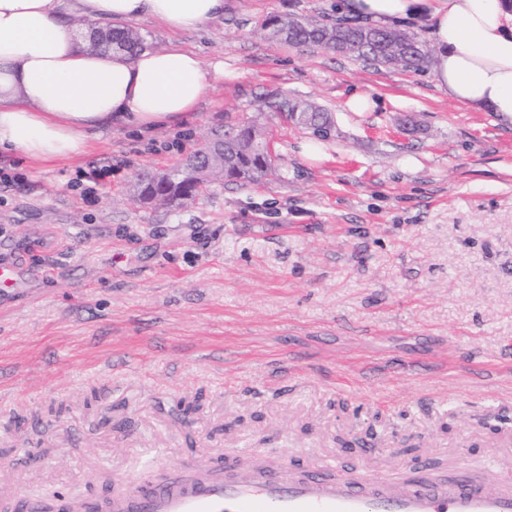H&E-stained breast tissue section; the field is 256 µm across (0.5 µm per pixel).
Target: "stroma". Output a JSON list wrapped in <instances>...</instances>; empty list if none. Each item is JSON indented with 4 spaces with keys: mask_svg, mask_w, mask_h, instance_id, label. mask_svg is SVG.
I'll use <instances>...</instances> for the list:
<instances>
[{
    "mask_svg": "<svg viewBox=\"0 0 512 512\" xmlns=\"http://www.w3.org/2000/svg\"><path fill=\"white\" fill-rule=\"evenodd\" d=\"M337 2L224 0L193 31L135 21L230 78L186 127L116 125L83 157L0 178V260L19 265L0 294V488L102 497L227 456L297 475L311 456L394 473L426 458L445 477L464 454L485 483L512 476V119L428 72L256 30L335 21ZM357 92L370 111L347 109ZM278 93L330 112L333 136L264 110ZM255 115L274 176L137 201L135 173Z\"/></svg>",
    "mask_w": 512,
    "mask_h": 512,
    "instance_id": "obj_1",
    "label": "stroma"
}]
</instances>
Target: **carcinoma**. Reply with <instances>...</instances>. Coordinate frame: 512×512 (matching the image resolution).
Instances as JSON below:
<instances>
[{"mask_svg":"<svg viewBox=\"0 0 512 512\" xmlns=\"http://www.w3.org/2000/svg\"><path fill=\"white\" fill-rule=\"evenodd\" d=\"M259 31L270 33L290 45L311 46L344 54L354 60H367L404 71H422L430 61V49L418 35L397 28L365 26L338 20H320L293 14L265 19ZM103 47L129 56L148 48L145 37L124 26L114 25ZM269 108L320 140L331 136V115L320 107L282 96ZM212 150L207 175L215 180L255 182L276 169L277 157L268 149L269 138L254 118L224 128V135L210 140ZM177 170L157 171L139 177L144 193L158 194V203L173 204L171 186L164 175Z\"/></svg>","mask_w":512,"mask_h":512,"instance_id":"cac0c4a2","label":"carcinoma"}]
</instances>
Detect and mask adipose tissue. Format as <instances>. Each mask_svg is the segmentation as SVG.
Segmentation results:
<instances>
[{"mask_svg": "<svg viewBox=\"0 0 512 512\" xmlns=\"http://www.w3.org/2000/svg\"><path fill=\"white\" fill-rule=\"evenodd\" d=\"M342 10L426 28L436 86L473 111L512 118V0H344ZM223 12L224 0H0V154L69 160L115 122L145 133L193 120L211 81L225 76L223 60L203 66L177 44L133 57L91 50L63 14L149 16L191 30Z\"/></svg>", "mask_w": 512, "mask_h": 512, "instance_id": "1", "label": "adipose tissue"}]
</instances>
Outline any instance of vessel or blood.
Listing matches in <instances>:
<instances>
[{"label":"vessel or blood","instance_id":"vessel-or-blood-1","mask_svg":"<svg viewBox=\"0 0 512 512\" xmlns=\"http://www.w3.org/2000/svg\"><path fill=\"white\" fill-rule=\"evenodd\" d=\"M428 461L416 462L396 483L368 471L347 477L312 462L300 479L281 469L224 478H193L171 465L165 478L145 477L112 501L114 512H512V484L489 489L475 484L467 465L451 483L428 480Z\"/></svg>","mask_w":512,"mask_h":512}]
</instances>
